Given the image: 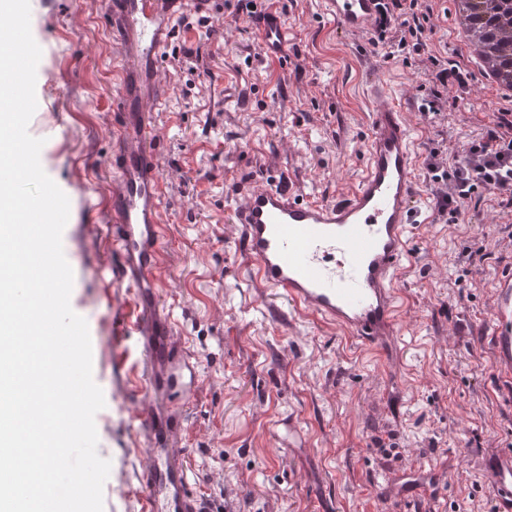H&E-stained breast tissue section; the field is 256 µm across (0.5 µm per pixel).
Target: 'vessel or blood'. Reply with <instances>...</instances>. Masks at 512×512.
Listing matches in <instances>:
<instances>
[{
  "instance_id": "obj_1",
  "label": "vessel or blood",
  "mask_w": 512,
  "mask_h": 512,
  "mask_svg": "<svg viewBox=\"0 0 512 512\" xmlns=\"http://www.w3.org/2000/svg\"><path fill=\"white\" fill-rule=\"evenodd\" d=\"M163 0H112L120 31L133 42L140 63L158 70L165 62L166 33L174 14ZM383 0H321L337 36L368 33L380 17ZM265 60L283 62L287 29L279 15L264 10L256 22ZM371 100L363 166L355 185L332 200L311 201L285 177L250 189L236 213L242 246L253 261L252 273L266 288L288 299L294 312L347 329L360 340L385 344L396 335L402 296L397 286L411 243L423 223L419 206L415 146L404 106L391 97L379 67L365 75ZM120 140L142 128L127 92H119ZM118 185L112 195V245L123 259L122 281L143 305L156 301L158 270L164 260V190L154 151L124 148L112 156ZM493 334L501 368L512 371V275L498 283ZM173 320L166 315L141 321L154 368L151 388L177 394V403L161 417L149 416L150 491L142 512H203L201 500L186 488L184 471L168 448L177 429L182 402L191 389L184 374L193 365L170 341ZM497 512H512V451L487 458Z\"/></svg>"
}]
</instances>
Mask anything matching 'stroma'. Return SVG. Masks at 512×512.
<instances>
[{
  "label": "stroma",
  "mask_w": 512,
  "mask_h": 512,
  "mask_svg": "<svg viewBox=\"0 0 512 512\" xmlns=\"http://www.w3.org/2000/svg\"><path fill=\"white\" fill-rule=\"evenodd\" d=\"M223 3L214 29L173 24L171 57L152 77L113 36L108 0H30L42 57L28 131L44 141V171L75 203L63 250L105 398L95 417L98 453L111 463L104 512H141L149 458L138 414L159 405L141 375L140 338L122 324L136 298L106 243L120 62L142 97L165 100L150 117L166 195L157 307L173 315L172 340L196 361L174 446L207 512H491L483 462L512 449V381L499 373L490 335L498 279L512 272V211L498 193L480 191L450 223L419 179L428 220L405 261L403 311L384 361L257 285L233 222L240 190L269 170L314 200L335 198L358 176L370 109L361 71L379 63L401 99L417 95L429 56L463 64L453 0H427L428 53L406 60L383 59L365 37L338 41L319 0H274L288 29L285 70L263 63L237 0ZM186 47L201 56L184 69L174 56ZM196 64L207 75L191 74ZM509 109L475 81L449 92L440 124L412 119L419 162L439 131L459 155ZM292 421L303 447L288 445Z\"/></svg>",
  "instance_id": "obj_1"
}]
</instances>
